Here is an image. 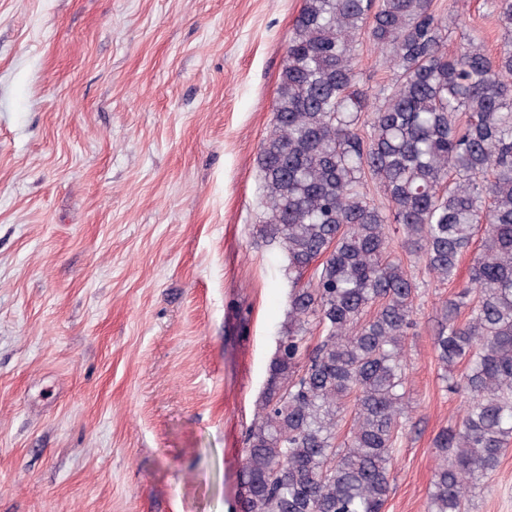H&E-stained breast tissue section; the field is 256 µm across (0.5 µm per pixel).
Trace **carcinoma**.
<instances>
[{"label": "carcinoma", "mask_w": 512, "mask_h": 512, "mask_svg": "<svg viewBox=\"0 0 512 512\" xmlns=\"http://www.w3.org/2000/svg\"><path fill=\"white\" fill-rule=\"evenodd\" d=\"M491 5L494 53L449 49L433 0H303L258 154L257 233L284 252L291 291L244 436L239 512H383L421 294L402 252L458 284L432 341L443 367L465 364L451 386L464 402L433 439L428 512H466L512 443V0ZM362 34L392 71L372 95L357 81Z\"/></svg>", "instance_id": "cac0c4a2"}]
</instances>
